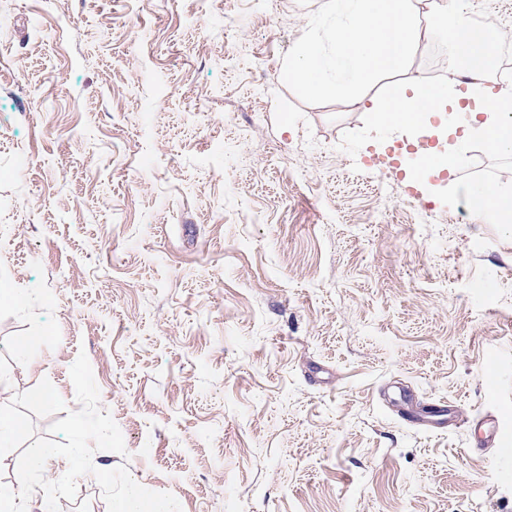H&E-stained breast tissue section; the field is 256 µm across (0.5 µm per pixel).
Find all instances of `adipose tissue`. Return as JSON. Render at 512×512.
Here are the masks:
<instances>
[{"label":"adipose tissue","mask_w":512,"mask_h":512,"mask_svg":"<svg viewBox=\"0 0 512 512\" xmlns=\"http://www.w3.org/2000/svg\"><path fill=\"white\" fill-rule=\"evenodd\" d=\"M325 11L336 18L330 31L335 52L324 54L315 39L303 41L283 67L289 84L327 98L358 101L371 80L396 74L400 80L394 88L371 101L377 132L398 128L411 144L435 138L452 172L460 168L471 141L498 153L512 152V93L487 85L496 28L475 23L467 0H454L452 8L435 9L426 19L415 0H327ZM426 20L447 31L465 64L461 87L445 94L403 75ZM466 202L471 212L492 223H512V188H470Z\"/></svg>","instance_id":"adipose-tissue-1"}]
</instances>
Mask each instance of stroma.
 I'll return each mask as SVG.
<instances>
[{
    "label": "stroma",
    "instance_id": "35a3bbf8",
    "mask_svg": "<svg viewBox=\"0 0 512 512\" xmlns=\"http://www.w3.org/2000/svg\"><path fill=\"white\" fill-rule=\"evenodd\" d=\"M63 2L0 0V404L55 450L0 448L16 512H512V224L464 192L512 154L379 164L282 76L326 0ZM469 8L512 93V0ZM409 73L459 80L444 31Z\"/></svg>",
    "mask_w": 512,
    "mask_h": 512
}]
</instances>
